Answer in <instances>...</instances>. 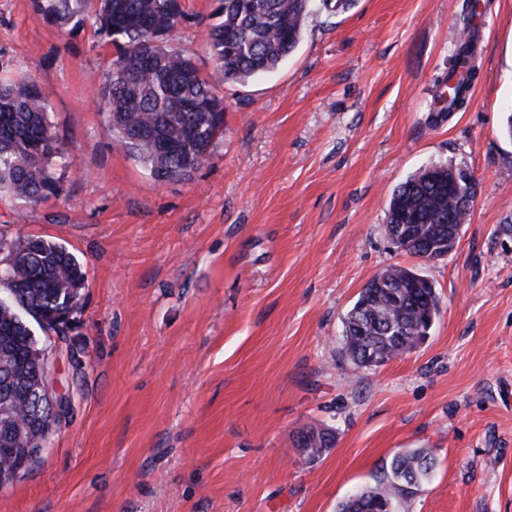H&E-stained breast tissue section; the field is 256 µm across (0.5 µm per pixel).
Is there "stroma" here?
<instances>
[{
    "instance_id": "stroma-1",
    "label": "stroma",
    "mask_w": 512,
    "mask_h": 512,
    "mask_svg": "<svg viewBox=\"0 0 512 512\" xmlns=\"http://www.w3.org/2000/svg\"><path fill=\"white\" fill-rule=\"evenodd\" d=\"M172 42L202 73L216 0H181ZM466 0H354L314 16L273 73L220 85L224 131L187 181L158 183L93 102L112 57L91 25L58 29L0 0V78L33 77L62 149L63 192L0 194V231L65 246L87 281L54 359L73 412L0 512H337L394 455L437 460L400 512H512V0H489L465 109L442 97ZM447 162L477 184L447 256L385 233L393 191ZM435 285L417 348L359 368L342 320L390 265ZM336 444L309 462L306 426Z\"/></svg>"
}]
</instances>
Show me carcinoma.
<instances>
[{
  "instance_id": "1",
  "label": "carcinoma",
  "mask_w": 512,
  "mask_h": 512,
  "mask_svg": "<svg viewBox=\"0 0 512 512\" xmlns=\"http://www.w3.org/2000/svg\"><path fill=\"white\" fill-rule=\"evenodd\" d=\"M218 22L209 27L207 48L219 82L243 83L276 70L299 46L306 24L319 8L329 14L350 8L352 0H218ZM36 14L60 28L81 24L91 0H32ZM95 34L116 54L98 80L99 107L120 148L160 182L187 181L208 160L224 129V99L216 82L204 77L189 57L169 47L184 19L179 0H97ZM480 0H471L461 18L466 38L448 72V112L460 110L473 83L477 52L475 18ZM61 154L48 119V104L30 77L0 82V191L26 204H39L62 191L47 170ZM446 181L432 182L420 169L392 194L386 224H412L414 234L435 248L448 240V212L465 224L471 209L459 207L471 178L461 167L433 165ZM0 259L7 274L0 287L12 292L0 301V350L27 354L32 325L58 336L67 357L75 350L69 332L56 321L81 301L86 270L65 246L40 236L0 234ZM414 270L393 265L360 291L343 319L346 356L357 362L376 354L387 363L415 348L418 337L439 316L434 285L412 281ZM35 364L0 368V400L13 401L12 416L23 424L36 413L31 390L38 383ZM301 446L307 459L335 445L329 427L305 428ZM436 466L433 456L413 450L395 456L390 471L373 486L375 495L399 501L413 496ZM372 499H346L338 512H370Z\"/></svg>"
}]
</instances>
